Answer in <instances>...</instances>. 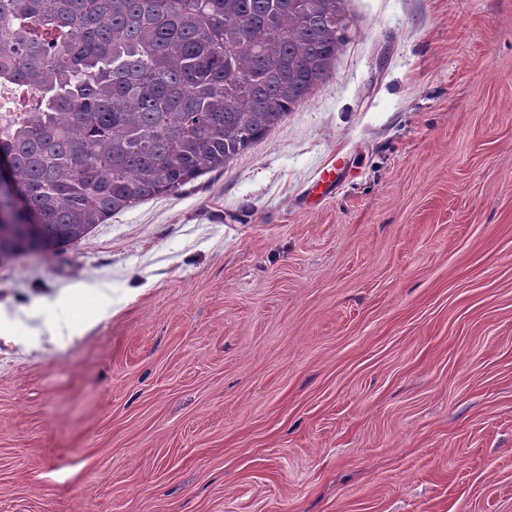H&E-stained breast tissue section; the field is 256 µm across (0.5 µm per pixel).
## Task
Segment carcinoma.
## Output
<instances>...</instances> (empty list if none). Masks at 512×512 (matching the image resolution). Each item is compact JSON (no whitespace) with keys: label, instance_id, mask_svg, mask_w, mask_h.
<instances>
[{"label":"carcinoma","instance_id":"cac0c4a2","mask_svg":"<svg viewBox=\"0 0 512 512\" xmlns=\"http://www.w3.org/2000/svg\"><path fill=\"white\" fill-rule=\"evenodd\" d=\"M343 0H0V87L32 103L0 138L30 236L0 265L222 169L311 94Z\"/></svg>","mask_w":512,"mask_h":512}]
</instances>
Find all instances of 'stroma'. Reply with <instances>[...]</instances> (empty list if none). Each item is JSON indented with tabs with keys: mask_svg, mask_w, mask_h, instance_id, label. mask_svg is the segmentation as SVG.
I'll return each instance as SVG.
<instances>
[{
	"mask_svg": "<svg viewBox=\"0 0 512 512\" xmlns=\"http://www.w3.org/2000/svg\"><path fill=\"white\" fill-rule=\"evenodd\" d=\"M345 10L224 169L0 266V512H512V0Z\"/></svg>",
	"mask_w": 512,
	"mask_h": 512,
	"instance_id": "stroma-1",
	"label": "stroma"
}]
</instances>
